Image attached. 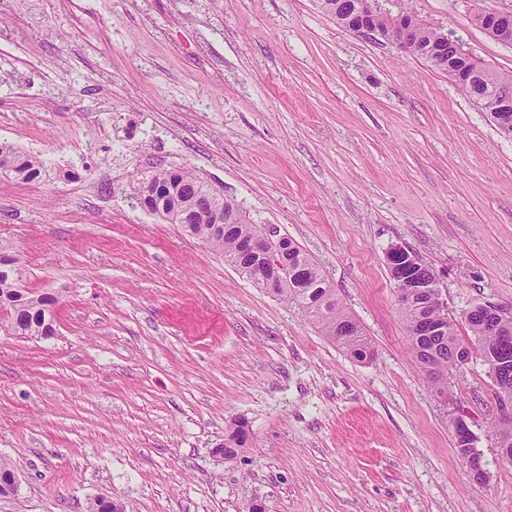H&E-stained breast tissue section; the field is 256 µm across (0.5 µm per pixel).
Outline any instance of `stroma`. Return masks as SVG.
Segmentation results:
<instances>
[{"label": "stroma", "mask_w": 512, "mask_h": 512, "mask_svg": "<svg viewBox=\"0 0 512 512\" xmlns=\"http://www.w3.org/2000/svg\"><path fill=\"white\" fill-rule=\"evenodd\" d=\"M512 73L471 23L512 0H379ZM0 245L53 293L57 333L0 330V512H512L481 360L438 396L386 253L410 249L461 316L512 307V140L447 75L314 0H0ZM192 170L321 265L370 336L357 361L177 225L136 206ZM477 437L485 481L455 449ZM251 444L218 449L232 420ZM6 152L9 160V166L4 167L0 159V167L7 168L17 177L23 180H32L40 174V164L33 156L16 151L12 147L0 145V158Z\"/></svg>", "instance_id": "1"}]
</instances>
